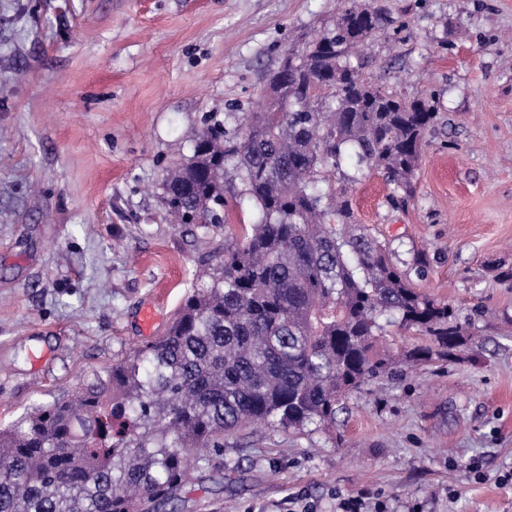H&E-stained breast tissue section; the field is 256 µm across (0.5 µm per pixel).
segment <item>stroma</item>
Segmentation results:
<instances>
[{
    "mask_svg": "<svg viewBox=\"0 0 512 512\" xmlns=\"http://www.w3.org/2000/svg\"><path fill=\"white\" fill-rule=\"evenodd\" d=\"M363 4L392 20L359 48L364 76L440 121L414 198L390 206L376 172L332 189L466 343L347 395L331 429L225 436L177 512H338L367 489L387 512H512V0ZM342 7L0 0V428L123 360L143 307L165 331L196 269L168 172L206 118L264 106L269 73Z\"/></svg>",
    "mask_w": 512,
    "mask_h": 512,
    "instance_id": "1",
    "label": "stroma"
}]
</instances>
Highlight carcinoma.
I'll return each instance as SVG.
<instances>
[{"mask_svg": "<svg viewBox=\"0 0 512 512\" xmlns=\"http://www.w3.org/2000/svg\"><path fill=\"white\" fill-rule=\"evenodd\" d=\"M388 22L345 0L332 29L288 53L281 101L245 124L208 125L189 162L168 173L164 205L198 251L201 283L167 331L96 373L68 398L0 428V512H157L193 469L213 466L224 434L261 425L301 431L335 422L346 395L394 370L377 348L396 324L428 341L408 365L446 360L462 328L446 301L417 291L356 224L349 197L363 171L414 194L437 112L368 81L350 53ZM247 197L256 224L226 223ZM216 217L186 223V213Z\"/></svg>", "mask_w": 512, "mask_h": 512, "instance_id": "cac0c4a2", "label": "carcinoma"}]
</instances>
